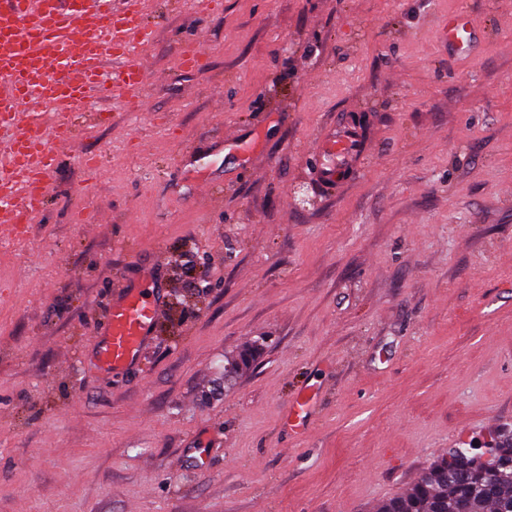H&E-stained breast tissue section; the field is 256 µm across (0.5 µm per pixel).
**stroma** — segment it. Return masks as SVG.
Segmentation results:
<instances>
[{"label":"stroma","instance_id":"1","mask_svg":"<svg viewBox=\"0 0 512 512\" xmlns=\"http://www.w3.org/2000/svg\"><path fill=\"white\" fill-rule=\"evenodd\" d=\"M222 2L151 0L145 109L86 103L0 240V512H376L512 425V0ZM461 9L483 39L452 59ZM339 118L365 156L329 188ZM147 272L154 336L100 375L112 290ZM314 406V396L304 395L298 398L288 409V425L292 428L304 425Z\"/></svg>","mask_w":512,"mask_h":512}]
</instances>
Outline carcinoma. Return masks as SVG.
<instances>
[{
  "instance_id": "cac0c4a2",
  "label": "carcinoma",
  "mask_w": 512,
  "mask_h": 512,
  "mask_svg": "<svg viewBox=\"0 0 512 512\" xmlns=\"http://www.w3.org/2000/svg\"><path fill=\"white\" fill-rule=\"evenodd\" d=\"M249 347L227 359L232 375L247 367ZM472 512H512V430L491 433L488 456L469 448H452L420 472L398 497L381 503L378 512H452L460 502Z\"/></svg>"
}]
</instances>
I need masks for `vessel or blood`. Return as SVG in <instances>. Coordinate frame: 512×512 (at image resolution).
<instances>
[{
  "label": "vessel or blood",
  "instance_id": "vessel-or-blood-1",
  "mask_svg": "<svg viewBox=\"0 0 512 512\" xmlns=\"http://www.w3.org/2000/svg\"><path fill=\"white\" fill-rule=\"evenodd\" d=\"M144 5L145 0H128L117 12L112 0H0V135L8 142L0 152L1 237L27 238L62 152L76 139L74 107L93 95L143 107L147 72L135 49L152 36L141 22ZM444 30L455 57L470 56L481 37L461 10L449 14ZM107 58L120 61L117 72L104 70ZM318 151L324 181L341 182L362 159L360 134L337 122L322 134ZM165 303V289L150 275L113 291L93 353L100 374L139 363ZM313 408V396L298 398L288 409L289 426L304 425Z\"/></svg>",
  "mask_w": 512,
  "mask_h": 512
}]
</instances>
